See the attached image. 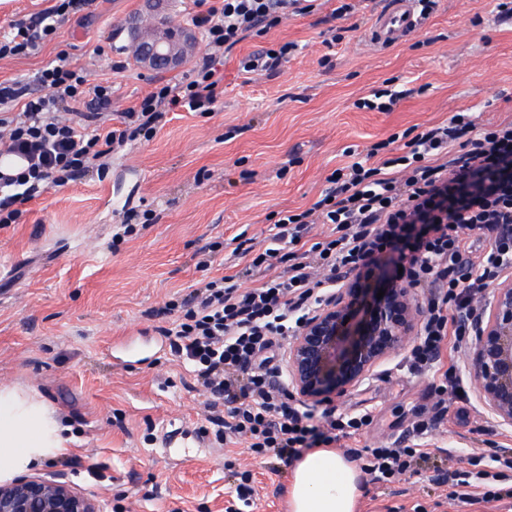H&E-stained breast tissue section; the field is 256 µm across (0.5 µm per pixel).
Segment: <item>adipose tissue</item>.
<instances>
[{
    "label": "adipose tissue",
    "mask_w": 512,
    "mask_h": 512,
    "mask_svg": "<svg viewBox=\"0 0 512 512\" xmlns=\"http://www.w3.org/2000/svg\"><path fill=\"white\" fill-rule=\"evenodd\" d=\"M73 441L55 408L30 391L0 387V483L63 455ZM361 472L333 448L294 462L289 512H360Z\"/></svg>",
    "instance_id": "1"
}]
</instances>
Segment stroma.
<instances>
[{
	"label": "stroma",
	"mask_w": 512,
	"mask_h": 512,
	"mask_svg": "<svg viewBox=\"0 0 512 512\" xmlns=\"http://www.w3.org/2000/svg\"><path fill=\"white\" fill-rule=\"evenodd\" d=\"M389 2L358 0L351 21L333 18L337 0H315L312 13L246 37L218 65L224 94L212 115L174 112L152 141L128 143L104 171L24 204L19 223L0 224V384L55 407L75 438L35 476L71 483L104 512H288L290 463L200 436L203 388L171 353L161 330L172 318L161 309L203 278L199 248L243 231L266 247L277 212L312 207L349 152L363 156L381 142L403 152L407 137L462 109L482 124L512 120V24L497 20L496 0H435L415 37L367 49L365 29ZM148 16L146 0H91L38 53L0 59V81L33 82L63 47L111 82L113 111L134 106L193 66H139L130 29L147 28ZM287 42L298 49L273 73H240L243 57ZM116 61L122 70H112ZM384 87L403 94L392 111L358 108ZM147 209L153 223L113 246L127 216ZM471 347L441 355L468 397L422 439L430 457L421 472L365 479L361 512H512L510 483H489L501 501L473 504L450 501V486L435 480L451 468L493 471L492 454H512V427L491 416L467 367ZM405 355L394 352L336 398V412L370 417L336 450L402 441L417 416L433 414L436 377L409 371ZM239 463L253 474L247 503L236 497Z\"/></svg>",
	"instance_id": "stroma-1"
}]
</instances>
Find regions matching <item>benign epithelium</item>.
<instances>
[{
	"mask_svg": "<svg viewBox=\"0 0 512 512\" xmlns=\"http://www.w3.org/2000/svg\"><path fill=\"white\" fill-rule=\"evenodd\" d=\"M135 59L145 69L182 63L194 47L186 31L136 36ZM334 297L306 321L288 347V386L305 401L334 398L362 382L373 367L412 336L420 308L412 290L393 283L385 295L357 277L339 281ZM470 369L498 423L512 426V278L481 304ZM0 512H102L60 480L23 476L0 484Z\"/></svg>",
	"mask_w": 512,
	"mask_h": 512,
	"instance_id": "1",
	"label": "benign epithelium"
}]
</instances>
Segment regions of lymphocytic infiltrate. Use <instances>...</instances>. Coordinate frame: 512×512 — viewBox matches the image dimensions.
<instances>
[{"instance_id":"obj_1","label":"lymphocytic infiltrate","mask_w":512,"mask_h":512,"mask_svg":"<svg viewBox=\"0 0 512 512\" xmlns=\"http://www.w3.org/2000/svg\"><path fill=\"white\" fill-rule=\"evenodd\" d=\"M192 21L205 51L184 81L159 83L140 102L119 112L118 127L105 123L111 85L73 67L67 50L41 70L42 89L31 96L18 81L0 82V154L28 166L0 173V224L18 223L21 203L75 182L96 161L127 143L152 140L166 114L180 108L214 112L224 94L216 68L226 49L260 34L290 15L309 13L305 0H195ZM89 0H54L38 16L17 21L0 36V59L26 56L52 40L62 19L81 14ZM374 144L366 158L334 170L322 197L307 210L281 212L269 244L251 253L239 239L231 258L250 257L257 285L244 288L230 276L210 277L169 301L174 321L165 331L174 354L191 364L207 397L202 434L221 444L246 443L252 454L294 460L308 449L336 441L338 433L368 425V415L348 419L334 410L314 414L277 385L278 347L336 292L337 279L367 272L399 251L400 282L419 290L424 318L409 362L434 368L448 341L475 331L478 295L512 267V121L477 124L461 110L425 129L409 152L381 157ZM328 230L315 234L314 225ZM490 234L489 249L470 255L466 231ZM431 417L415 422L424 435L440 425L459 397L455 371L434 387ZM375 482H388L424 460V449L384 447L362 453Z\"/></svg>"}]
</instances>
